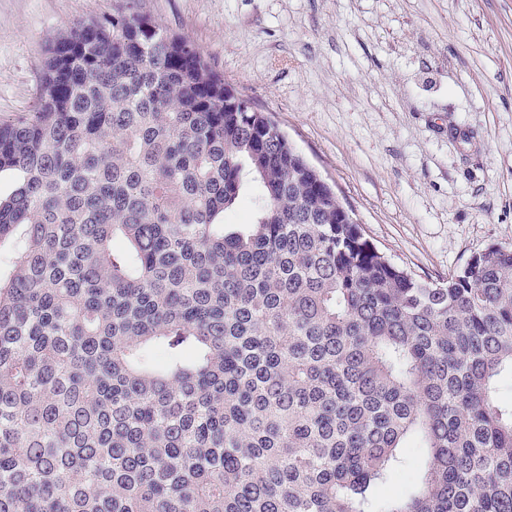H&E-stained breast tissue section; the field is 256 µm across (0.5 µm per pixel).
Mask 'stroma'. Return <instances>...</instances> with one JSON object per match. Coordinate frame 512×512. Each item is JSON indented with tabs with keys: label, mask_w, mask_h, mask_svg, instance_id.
Instances as JSON below:
<instances>
[{
	"label": "stroma",
	"mask_w": 512,
	"mask_h": 512,
	"mask_svg": "<svg viewBox=\"0 0 512 512\" xmlns=\"http://www.w3.org/2000/svg\"><path fill=\"white\" fill-rule=\"evenodd\" d=\"M118 0H0V121L29 112L47 41ZM271 113L417 277L512 246V0H135Z\"/></svg>",
	"instance_id": "obj_1"
}]
</instances>
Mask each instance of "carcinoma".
Listing matches in <instances>:
<instances>
[{"instance_id": "carcinoma-1", "label": "carcinoma", "mask_w": 512, "mask_h": 512, "mask_svg": "<svg viewBox=\"0 0 512 512\" xmlns=\"http://www.w3.org/2000/svg\"><path fill=\"white\" fill-rule=\"evenodd\" d=\"M224 90L119 8L0 124V512H512V246L415 278ZM422 460L423 457L420 453L411 454L404 467L396 473L385 488L380 490V495L387 496L410 487L414 483L415 476L422 465Z\"/></svg>"}]
</instances>
